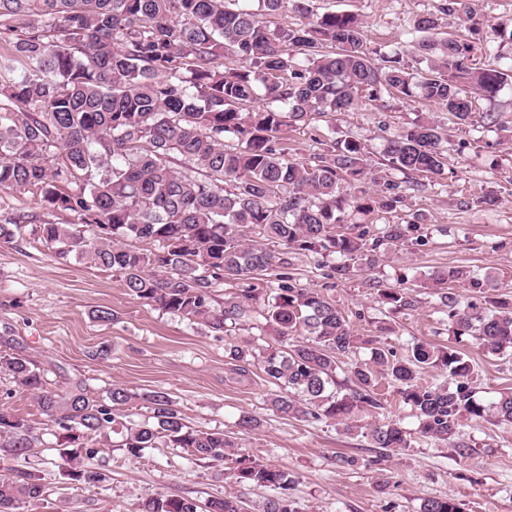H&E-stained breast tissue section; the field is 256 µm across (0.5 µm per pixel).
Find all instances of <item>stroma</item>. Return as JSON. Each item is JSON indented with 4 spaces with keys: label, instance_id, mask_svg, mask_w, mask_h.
<instances>
[{
    "label": "stroma",
    "instance_id": "35a3bbf8",
    "mask_svg": "<svg viewBox=\"0 0 512 512\" xmlns=\"http://www.w3.org/2000/svg\"><path fill=\"white\" fill-rule=\"evenodd\" d=\"M439 0H310V8L352 12L366 23L370 50L386 51L403 39L416 15L436 12ZM482 111L495 121L477 128L458 127L438 105L421 99L391 100L386 107L360 100L331 118L314 117L310 126L326 134L351 132L373 154L383 149L384 135L427 116L448 131V170L435 188L417 192L409 211L423 214L427 242L389 253L374 272L356 273L332 283L314 257L297 254L291 270L299 286L315 288L334 299L355 333L374 336L398 355L413 343H448L446 316L437 309L434 288H419L414 311L393 313L380 306L370 278L427 277L434 269L466 265L491 271L496 294L512 296V84L482 101ZM471 147L457 155L460 140ZM496 205L480 203L484 193ZM23 216L19 235L0 244V357L22 356L40 370L47 389L64 390L84 382L90 395L105 398L119 385L143 394L162 390L171 396L186 422L235 437L238 454L288 470L295 477L289 494L302 512H419L424 499L448 497L465 512H512V426L464 422L461 431L473 446L464 457L444 443L422 437L418 421L394 384L380 380L383 404L379 420L397 419L406 428L408 450L382 453L371 441L347 432L333 420L295 419L267 407L269 387L259 369L237 376L224 351L226 339L261 344L265 320L259 312L230 327L227 338L203 326L127 295L119 272L84 260L55 259L40 241L43 220L77 223V216L47 214L26 191H0V222ZM112 310L114 321L95 319L98 309ZM471 359L476 384L485 401L512 389V356L486 355L472 339L459 345ZM26 420L39 441L28 454L13 455L0 447V478L32 473L43 488L37 507L20 512H140L154 494L176 493L200 502L238 496L261 505L273 492L242 487L224 476V464L194 460L186 449L158 444L131 454L122 437H94V455H80L78 468L100 472L102 481L76 482L61 453L69 438L42 413L31 391L0 372V409ZM262 422L259 431L239 432L242 411ZM389 482L379 486L378 473Z\"/></svg>",
    "mask_w": 512,
    "mask_h": 512
}]
</instances>
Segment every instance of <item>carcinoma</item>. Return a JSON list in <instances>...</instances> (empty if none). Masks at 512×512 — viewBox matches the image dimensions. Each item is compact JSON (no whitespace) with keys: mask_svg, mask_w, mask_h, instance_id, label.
<instances>
[{"mask_svg":"<svg viewBox=\"0 0 512 512\" xmlns=\"http://www.w3.org/2000/svg\"><path fill=\"white\" fill-rule=\"evenodd\" d=\"M285 9L299 21L274 29L265 24L264 17ZM449 17L477 40L441 32ZM506 28L480 14L479 0H442L438 13L413 19L410 41L373 58L359 15L314 14L306 0H0V34H7L0 42V191L27 189L48 212L79 217L77 224L39 225L55 258L75 256L115 270L133 299L217 336L246 316V301L256 296L219 303L216 288L279 269L263 314L273 343L227 347L238 374L259 368L271 386L272 410L335 420L348 431L362 430L376 448L405 451L410 442L400 421L362 425L358 419L382 408L379 372L400 386L423 437L464 456L472 446L460 434L461 422L512 424V390L485 405L471 360L452 342H416L399 358L376 337L355 335L334 301L297 285L288 260L297 251L333 256L326 278L342 281L376 269L392 249L423 244L421 215L393 223L387 215L444 173L446 130L420 119L391 133L371 179L368 145L349 134L339 141L312 138L321 152L306 160L288 155L281 140L313 115L348 110L362 93L371 102L422 98L458 126L478 117L492 123L479 100L512 83V69L479 66L485 47L478 34ZM228 57L238 65L224 66ZM227 136L236 143L224 144ZM388 168L405 180L389 179ZM250 228L283 250L273 254L256 240L246 242ZM130 240L150 241L156 250L145 253ZM428 280L445 286L439 307L455 339L467 336L488 355L512 356V301L489 296L492 277L456 265ZM456 283L473 288L474 299L457 295ZM373 288L387 309L418 307L414 285L375 280ZM365 345L371 363H354L349 385H335L341 358ZM429 368L447 380L419 383ZM0 370L37 393L44 415L74 440L110 430L124 434L133 453L162 441L188 449L197 461L230 459L227 477L234 483L276 491L262 512H302L288 496L294 483L288 471L234 456L235 438L191 427L164 391L138 396L114 386L97 400L80 385L46 390L23 357L1 360ZM137 398L148 403L152 422L129 426L123 408ZM37 442L24 420L0 409L4 447L24 455ZM41 497L30 473L0 482V512L34 506ZM246 509L237 496L202 505L157 494L142 503V512ZM420 512L463 510L452 499L432 497Z\"/></svg>","mask_w":512,"mask_h":512,"instance_id":"carcinoma-1","label":"carcinoma"}]
</instances>
